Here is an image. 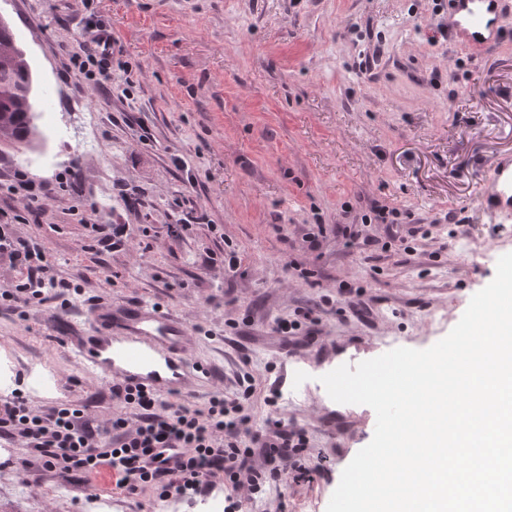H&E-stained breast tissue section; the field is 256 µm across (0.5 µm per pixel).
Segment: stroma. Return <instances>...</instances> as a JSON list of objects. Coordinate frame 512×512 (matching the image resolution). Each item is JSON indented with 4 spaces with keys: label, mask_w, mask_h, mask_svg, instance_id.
Returning <instances> with one entry per match:
<instances>
[{
    "label": "stroma",
    "mask_w": 512,
    "mask_h": 512,
    "mask_svg": "<svg viewBox=\"0 0 512 512\" xmlns=\"http://www.w3.org/2000/svg\"><path fill=\"white\" fill-rule=\"evenodd\" d=\"M506 6L499 42L479 51L439 35L448 0H0L37 73L39 149L57 155L29 167L19 149L0 150V224L41 240L55 277L81 288L64 306L0 309L16 388L40 369L55 386L29 392L33 408L83 404L106 422L111 386L82 371L58 323L94 306L161 305L213 374L187 404L233 393L248 374L253 429L285 418L307 432L317 463L304 482L245 512H326L376 416L298 384L396 347H431L512 252V214L493 219L480 206L494 162L512 155ZM89 19L112 28L109 97L63 69ZM18 174L65 188L32 212L7 190ZM376 205L396 208L398 223L431 225V239L407 251L374 222L365 230L377 247L345 246L340 225ZM449 210L467 217V233L451 235ZM93 219L129 225L128 247L99 250ZM314 224L324 230L310 250ZM228 248L241 261L234 273ZM291 260L309 279L286 270ZM355 291L373 298L370 321L349 308ZM307 309L315 340L282 351L276 321ZM90 493L114 499L113 512H156L153 492L62 479L23 447L0 452V512H80Z\"/></svg>",
    "instance_id": "35a3bbf8"
}]
</instances>
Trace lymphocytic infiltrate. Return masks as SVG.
I'll return each mask as SVG.
<instances>
[{
    "instance_id": "lymphocytic-infiltrate-1",
    "label": "lymphocytic infiltrate",
    "mask_w": 512,
    "mask_h": 512,
    "mask_svg": "<svg viewBox=\"0 0 512 512\" xmlns=\"http://www.w3.org/2000/svg\"><path fill=\"white\" fill-rule=\"evenodd\" d=\"M111 41V31L86 24L66 66L105 95L112 91V73L99 47ZM1 256L21 275L13 288L0 292L8 309L19 311L55 294L59 283L43 244L1 224ZM239 385L241 394L219 393L204 407L193 408L116 383L112 397L125 410L96 427L76 405L41 412L15 390L0 397V440L22 443L46 468L65 476H87L104 466L118 469L117 486L130 495L151 489L163 500L203 496L221 486L226 491L224 512H241L244 499L263 496L288 477H302L309 441L305 430L290 421L252 429L246 403L254 383L245 376ZM258 451L266 458L265 466L253 462Z\"/></svg>"
}]
</instances>
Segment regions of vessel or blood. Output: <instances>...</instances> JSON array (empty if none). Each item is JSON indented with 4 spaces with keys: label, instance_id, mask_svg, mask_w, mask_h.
<instances>
[{
    "label": "vessel or blood",
    "instance_id": "obj_1",
    "mask_svg": "<svg viewBox=\"0 0 512 512\" xmlns=\"http://www.w3.org/2000/svg\"><path fill=\"white\" fill-rule=\"evenodd\" d=\"M504 0H448L451 35L461 47L480 50L496 43ZM480 204L493 218L512 208V157L497 159ZM187 327L163 307L137 303L122 322L111 311L95 309L72 353L85 371L158 395H193L208 376L207 367L186 356Z\"/></svg>",
    "mask_w": 512,
    "mask_h": 512
}]
</instances>
